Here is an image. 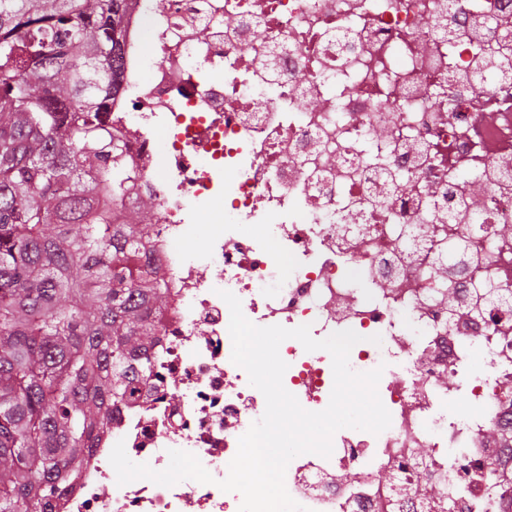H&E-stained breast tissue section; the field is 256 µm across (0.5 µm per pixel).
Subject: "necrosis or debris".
I'll list each match as a JSON object with an SVG mask.
<instances>
[{
    "label": "necrosis or debris",
    "instance_id": "necrosis-or-debris-1",
    "mask_svg": "<svg viewBox=\"0 0 512 512\" xmlns=\"http://www.w3.org/2000/svg\"><path fill=\"white\" fill-rule=\"evenodd\" d=\"M123 76L108 121L159 202L148 255L171 300L149 383L122 405L54 512H239L218 480L263 394L231 361L232 292L255 325L353 330L358 372L382 368L380 434L344 428L285 473L309 512H512V71L470 81L512 47V0H126ZM446 14L443 29L432 23ZM409 190L374 200L382 170ZM475 200V224L449 223ZM448 269L459 308L442 304ZM204 269L215 279L201 277ZM380 343H373V336ZM279 353L285 388L324 410L327 351ZM466 410L448 408L456 375ZM161 471L198 457L213 483L118 485L109 462ZM354 480H343L345 471ZM426 475L438 495L422 496Z\"/></svg>",
    "mask_w": 512,
    "mask_h": 512
}]
</instances>
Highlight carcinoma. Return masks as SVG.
Segmentation results:
<instances>
[{"instance_id":"cac0c4a2","label":"carcinoma","mask_w":512,"mask_h":512,"mask_svg":"<svg viewBox=\"0 0 512 512\" xmlns=\"http://www.w3.org/2000/svg\"><path fill=\"white\" fill-rule=\"evenodd\" d=\"M123 0H0V512H53L153 375L155 198L103 117Z\"/></svg>"}]
</instances>
